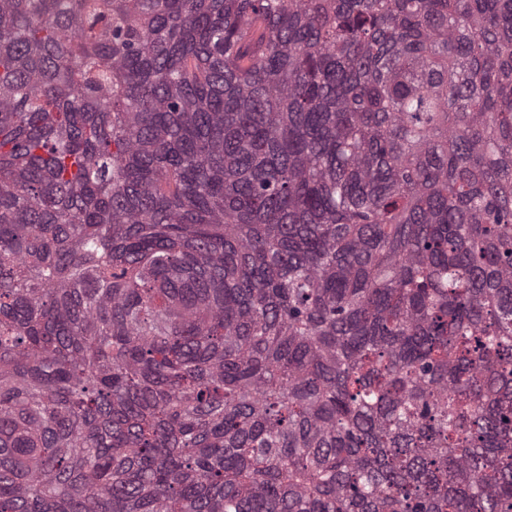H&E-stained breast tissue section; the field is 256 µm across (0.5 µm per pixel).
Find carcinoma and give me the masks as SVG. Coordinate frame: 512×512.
Returning a JSON list of instances; mask_svg holds the SVG:
<instances>
[{
	"label": "carcinoma",
	"mask_w": 512,
	"mask_h": 512,
	"mask_svg": "<svg viewBox=\"0 0 512 512\" xmlns=\"http://www.w3.org/2000/svg\"><path fill=\"white\" fill-rule=\"evenodd\" d=\"M0 512H512V0H0Z\"/></svg>",
	"instance_id": "1"
}]
</instances>
